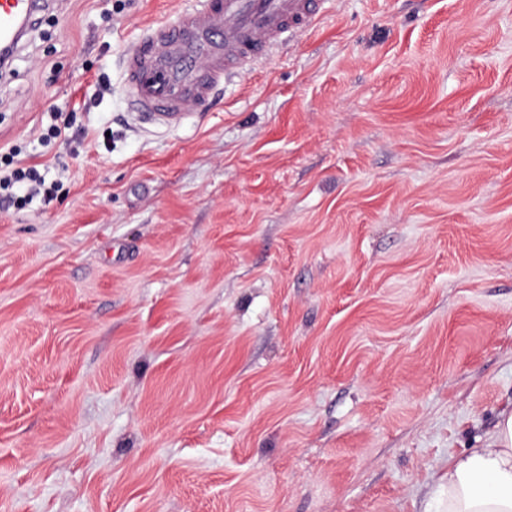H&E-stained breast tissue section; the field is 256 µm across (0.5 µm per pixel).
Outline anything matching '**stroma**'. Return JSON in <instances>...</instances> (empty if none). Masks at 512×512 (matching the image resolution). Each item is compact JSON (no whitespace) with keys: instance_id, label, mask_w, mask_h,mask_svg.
I'll list each match as a JSON object with an SVG mask.
<instances>
[{"instance_id":"stroma-1","label":"stroma","mask_w":512,"mask_h":512,"mask_svg":"<svg viewBox=\"0 0 512 512\" xmlns=\"http://www.w3.org/2000/svg\"><path fill=\"white\" fill-rule=\"evenodd\" d=\"M54 0L0 79V512H441L512 411V0H328L178 128ZM74 112L66 138L41 133ZM12 153L13 152H11V150L5 155H2L1 153L0 198L2 197V191H9L10 189H13L16 184L24 185L27 182L30 183V189L32 192L36 194L43 193V195L48 199L53 198L59 190V181L56 180L46 184L45 178L42 177L35 167L11 168L14 164L15 155V153ZM2 159L5 161L4 167H2Z\"/></svg>"}]
</instances>
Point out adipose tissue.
<instances>
[{
  "instance_id": "ef3b65f1",
  "label": "adipose tissue",
  "mask_w": 512,
  "mask_h": 512,
  "mask_svg": "<svg viewBox=\"0 0 512 512\" xmlns=\"http://www.w3.org/2000/svg\"><path fill=\"white\" fill-rule=\"evenodd\" d=\"M448 512H512V412L484 447L448 458Z\"/></svg>"
}]
</instances>
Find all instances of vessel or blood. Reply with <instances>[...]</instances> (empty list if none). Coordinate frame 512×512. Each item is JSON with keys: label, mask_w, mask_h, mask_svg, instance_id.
<instances>
[{"label": "vessel or blood", "mask_w": 512, "mask_h": 512, "mask_svg": "<svg viewBox=\"0 0 512 512\" xmlns=\"http://www.w3.org/2000/svg\"><path fill=\"white\" fill-rule=\"evenodd\" d=\"M47 0H0V55L18 51ZM325 0H196L149 27L123 56L132 117L180 126L212 100L227 76L266 60L287 34L309 29Z\"/></svg>", "instance_id": "obj_1"}]
</instances>
